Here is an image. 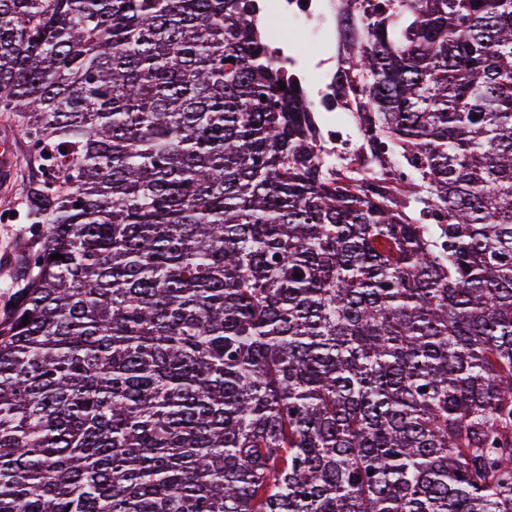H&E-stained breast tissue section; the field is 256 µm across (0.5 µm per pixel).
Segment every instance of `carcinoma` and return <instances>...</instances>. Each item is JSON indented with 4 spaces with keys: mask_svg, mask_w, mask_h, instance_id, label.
<instances>
[{
    "mask_svg": "<svg viewBox=\"0 0 512 512\" xmlns=\"http://www.w3.org/2000/svg\"><path fill=\"white\" fill-rule=\"evenodd\" d=\"M347 2L375 173L251 0H0V512H512V0ZM10 138L15 145V158L11 171L0 174V310L10 302V296L2 288L14 283V258L18 252L33 244V234L23 222V206L19 186L24 178L32 174L28 164V152L21 132L13 120L0 114V141ZM13 144L0 143V169L5 172L12 161ZM7 214V217H4Z\"/></svg>",
    "mask_w": 512,
    "mask_h": 512,
    "instance_id": "cac0c4a2",
    "label": "carcinoma"
}]
</instances>
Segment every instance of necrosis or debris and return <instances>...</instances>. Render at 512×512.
I'll use <instances>...</instances> for the list:
<instances>
[{
	"label": "necrosis or debris",
	"instance_id": "4bbe7bcc",
	"mask_svg": "<svg viewBox=\"0 0 512 512\" xmlns=\"http://www.w3.org/2000/svg\"><path fill=\"white\" fill-rule=\"evenodd\" d=\"M254 17L270 52L318 105L323 148L331 163L360 153L356 113L336 107L335 84L346 50L339 35L340 0H256Z\"/></svg>",
	"mask_w": 512,
	"mask_h": 512
}]
</instances>
